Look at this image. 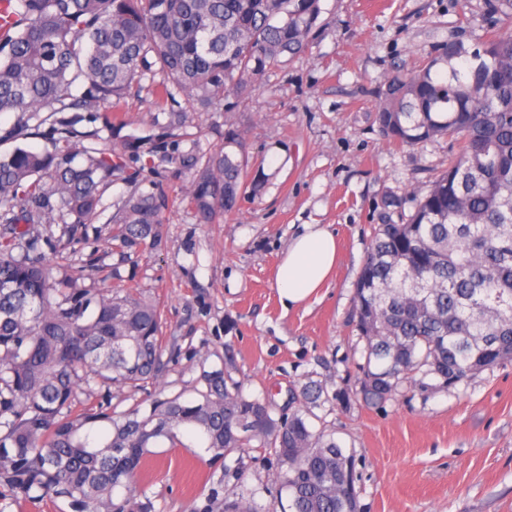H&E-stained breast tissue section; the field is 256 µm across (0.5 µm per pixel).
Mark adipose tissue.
Returning a JSON list of instances; mask_svg holds the SVG:
<instances>
[{
	"label": "adipose tissue",
	"mask_w": 512,
	"mask_h": 512,
	"mask_svg": "<svg viewBox=\"0 0 512 512\" xmlns=\"http://www.w3.org/2000/svg\"><path fill=\"white\" fill-rule=\"evenodd\" d=\"M336 236L318 224L304 225L291 240L275 276V288L283 307L299 306L315 296L336 267Z\"/></svg>",
	"instance_id": "1"
}]
</instances>
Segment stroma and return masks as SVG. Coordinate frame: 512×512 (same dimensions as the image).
I'll return each instance as SVG.
<instances>
[{
  "instance_id": "35a3bbf8",
  "label": "stroma",
  "mask_w": 512,
  "mask_h": 512,
  "mask_svg": "<svg viewBox=\"0 0 512 512\" xmlns=\"http://www.w3.org/2000/svg\"><path fill=\"white\" fill-rule=\"evenodd\" d=\"M324 0L327 25L282 72L255 78L247 110L191 112L186 130L220 146L225 125L245 133L251 157L272 179L220 224L197 223L190 179L159 178L165 195L157 245L130 257L112 249L98 217L59 263L96 258L99 277L121 279L158 304L178 358L163 390L111 387L115 412H149L158 393L193 398L202 371L224 370L248 397L271 399V416L308 382L335 391L355 374L350 320L356 280L378 222L395 195L405 212L448 164L447 140L397 149L380 135L372 108L384 79L439 43L475 47L490 24L512 32V0ZM306 224H326L338 243L336 270L316 297L283 309L276 269ZM314 429L356 459L361 512H512V363L449 392L413 389L367 407L316 408ZM160 442L145 455L133 492L116 489L126 512H224L250 499L258 512H290L270 451L214 456L200 435Z\"/></svg>"
}]
</instances>
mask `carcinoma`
Returning <instances> with one entry per match:
<instances>
[{"label": "carcinoma", "mask_w": 512, "mask_h": 512, "mask_svg": "<svg viewBox=\"0 0 512 512\" xmlns=\"http://www.w3.org/2000/svg\"><path fill=\"white\" fill-rule=\"evenodd\" d=\"M0 479L62 498L74 512H112L148 448L201 433L215 454L257 441L283 468L292 512H360L355 459L307 422L312 409L360 395L379 406L406 386L448 390L512 362V33L469 51L448 41L417 69L397 68L377 93L375 122L399 146L451 144L448 167L406 215L382 200L358 276L353 327L363 342L354 387L303 388L273 419L266 402L205 371L190 400L155 399L116 417L92 385L156 386L166 349L158 307L121 285L77 289L94 261L55 272L45 251L105 210L112 249L158 242L164 197L144 172L192 176L189 207L216 224L269 181L249 176L244 132L203 148L188 112L244 106L254 78L304 55L324 26L323 0H0ZM146 93L166 125L113 145L109 118ZM183 101H178L177 97ZM103 126L97 127V121ZM86 122L90 128L80 130ZM110 136H101L102 131ZM38 135L34 151L16 144ZM398 221H393V217ZM62 226L55 235L53 225Z\"/></svg>", "instance_id": "1"}]
</instances>
